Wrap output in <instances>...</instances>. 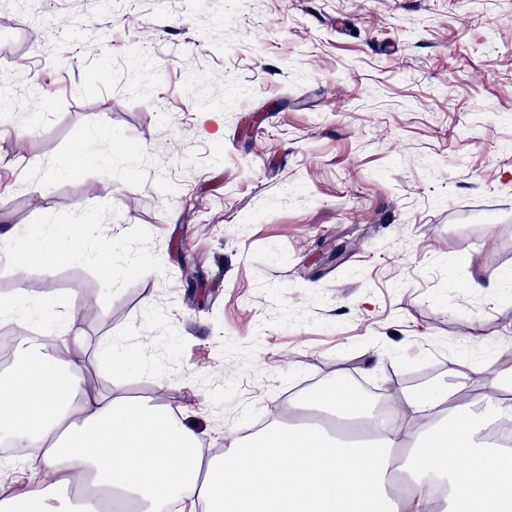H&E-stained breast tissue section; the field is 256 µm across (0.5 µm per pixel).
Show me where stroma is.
I'll return each mask as SVG.
<instances>
[{
  "instance_id": "obj_1",
  "label": "stroma",
  "mask_w": 512,
  "mask_h": 512,
  "mask_svg": "<svg viewBox=\"0 0 512 512\" xmlns=\"http://www.w3.org/2000/svg\"><path fill=\"white\" fill-rule=\"evenodd\" d=\"M1 93L13 249L126 275L80 313L98 269L29 251L0 302L75 321L90 385L126 349L121 389L191 409L205 454L375 353L401 396L512 349V0H0ZM38 246L45 255L58 263L81 261L96 264L100 269L101 279L104 285L102 301L105 305L112 302V288L115 284L116 274L112 265L104 261L103 253L96 254L92 251L81 250L71 251L61 247L50 234L40 235Z\"/></svg>"
}]
</instances>
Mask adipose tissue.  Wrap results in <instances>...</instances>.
<instances>
[{
	"label": "adipose tissue",
	"mask_w": 512,
	"mask_h": 512,
	"mask_svg": "<svg viewBox=\"0 0 512 512\" xmlns=\"http://www.w3.org/2000/svg\"><path fill=\"white\" fill-rule=\"evenodd\" d=\"M38 245L55 262L97 265L102 301L111 303L115 271L102 254L63 248L48 234ZM81 341L73 328L50 329L43 342L19 345L0 370V446L23 449L9 468L32 483L0 491V512H67L54 490L89 482L138 512H164L172 502L180 512H512V471L480 440L486 422L512 417L500 396L512 387V364L449 359L451 377L485 375L476 411L453 404L442 383L391 403L409 427L379 419L361 398L303 393L297 409L359 420L370 438L349 443L310 424L275 422L208 457L184 417L110 385L89 390L87 364L73 353Z\"/></svg>",
	"instance_id": "ef3b65f1"
}]
</instances>
